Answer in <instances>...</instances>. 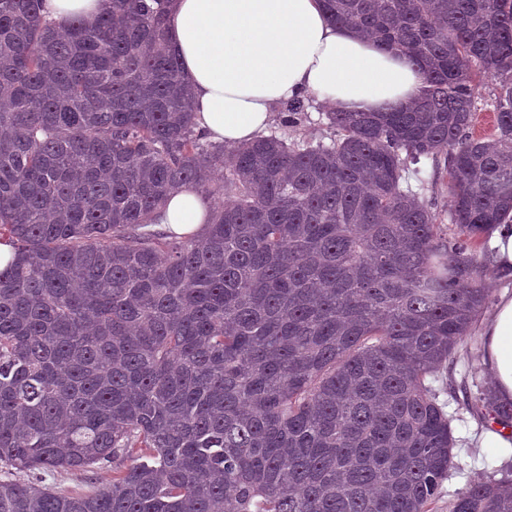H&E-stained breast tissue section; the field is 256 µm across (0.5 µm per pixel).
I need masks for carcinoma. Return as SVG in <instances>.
<instances>
[{"label": "carcinoma", "instance_id": "obj_1", "mask_svg": "<svg viewBox=\"0 0 512 512\" xmlns=\"http://www.w3.org/2000/svg\"><path fill=\"white\" fill-rule=\"evenodd\" d=\"M42 2L0 0V512H433L459 464L431 382L512 211V0H321L417 62L418 95L326 113L328 144L288 138L296 97L229 152L194 121L170 0L63 32ZM425 160L446 216L402 187ZM181 186L224 199L199 236L157 223ZM467 407L512 427L487 386ZM108 463L91 493L32 483ZM448 512H512V480ZM497 95V82L493 79L484 80L478 88L477 107L478 111L477 120L473 128L476 135H489L492 133V123H486L483 120V115L486 113H493L494 99Z\"/></svg>", "mask_w": 512, "mask_h": 512}]
</instances>
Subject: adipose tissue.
<instances>
[{"instance_id": "1", "label": "adipose tissue", "mask_w": 512, "mask_h": 512, "mask_svg": "<svg viewBox=\"0 0 512 512\" xmlns=\"http://www.w3.org/2000/svg\"><path fill=\"white\" fill-rule=\"evenodd\" d=\"M111 8L112 0H44L60 27L76 17L95 24ZM169 44L193 88L198 127L228 146L259 136L274 106L297 96L339 111L383 112L404 107L423 82L407 55L332 25L319 0H172ZM208 211L184 187L159 221L189 233ZM480 334L495 398L512 402V295H500Z\"/></svg>"}]
</instances>
